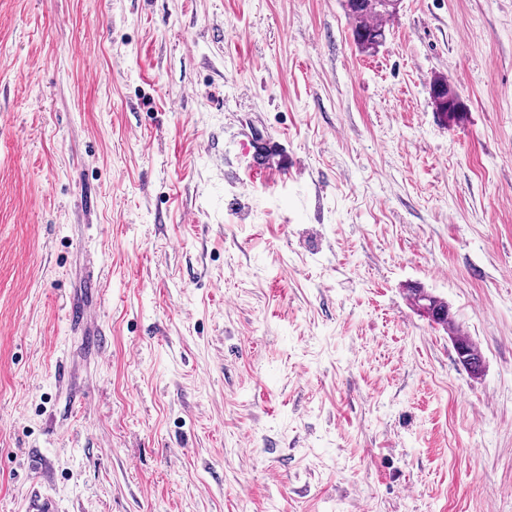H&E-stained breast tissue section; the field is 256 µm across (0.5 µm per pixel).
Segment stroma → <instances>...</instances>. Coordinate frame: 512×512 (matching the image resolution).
<instances>
[{"label": "stroma", "instance_id": "stroma-1", "mask_svg": "<svg viewBox=\"0 0 512 512\" xmlns=\"http://www.w3.org/2000/svg\"><path fill=\"white\" fill-rule=\"evenodd\" d=\"M38 492L512 512V0L371 54L343 0H0V512ZM431 97L436 112H441L446 120H456L461 112L460 103L444 79H437L431 87ZM408 298L411 303L422 310L434 322L445 327L456 348L463 351L466 366L462 365L473 378L483 373V357L476 343L470 336L461 334L453 319L449 304L441 297L422 288H410Z\"/></svg>", "mask_w": 512, "mask_h": 512}]
</instances>
